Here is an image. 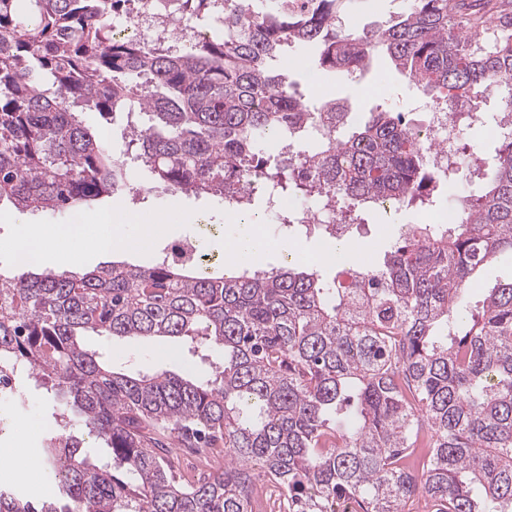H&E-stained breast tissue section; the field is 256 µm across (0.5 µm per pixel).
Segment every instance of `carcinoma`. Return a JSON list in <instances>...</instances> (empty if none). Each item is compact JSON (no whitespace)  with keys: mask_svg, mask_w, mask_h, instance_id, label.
Segmentation results:
<instances>
[{"mask_svg":"<svg viewBox=\"0 0 512 512\" xmlns=\"http://www.w3.org/2000/svg\"><path fill=\"white\" fill-rule=\"evenodd\" d=\"M140 5L0 0V200L61 214L122 190L126 160L76 109L137 105L148 123L129 143L170 191L228 204L244 186L332 192L352 223L373 204L428 205L458 172L430 170L401 112L342 134L344 105L280 73L288 48L351 79L383 52L438 103L512 86V0H405L395 23L362 30L343 26L344 0H152L178 23L219 15L222 36L179 50L116 30ZM285 131L312 137L322 183L266 153ZM499 139L483 194L456 199L450 224L412 225L362 272L385 282L368 301L295 261L253 275L167 260L0 273V361L30 366L104 450L90 462L75 444L42 449L55 493L0 489V512H254L257 467L288 512H512V281L469 307L476 271L512 253V129ZM89 332L205 340L224 363L206 381L133 377L85 349ZM174 441L228 461L188 485Z\"/></svg>","mask_w":512,"mask_h":512,"instance_id":"cac0c4a2","label":"carcinoma"}]
</instances>
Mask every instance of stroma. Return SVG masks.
<instances>
[{
  "label": "stroma",
  "mask_w": 512,
  "mask_h": 512,
  "mask_svg": "<svg viewBox=\"0 0 512 512\" xmlns=\"http://www.w3.org/2000/svg\"><path fill=\"white\" fill-rule=\"evenodd\" d=\"M402 7L403 0H357L344 15L343 22L347 27L359 30L387 25L396 20ZM326 80L333 98L344 104L356 120L368 118L378 104L375 98L356 94L355 87L359 84L383 88L386 108L404 113L412 124L420 125L427 119L426 113L416 108L417 102L424 97L423 92L409 83L385 55H376L356 82L331 73L327 74ZM102 209L111 210L115 223L121 224L124 242L112 255L89 252L75 263L68 258L69 243L55 236L61 225L70 223V213L50 216L37 211H22L9 200H0V271L14 272L16 243L27 228L36 227L53 241L41 265L59 273L90 271L111 259L150 266L165 257L171 241L196 238L201 249L211 254L212 270L219 274L223 271L224 240L235 236L238 230L237 225L230 223L222 199L210 195L167 193L147 169L135 162L129 165L125 190L81 205L78 212L87 217ZM147 216L165 222L160 234L148 244L141 240V220ZM428 218L425 209L416 207H404L390 214L364 213L362 223L349 229L356 257L370 267L381 265L406 225L424 224ZM83 343L87 348L103 353L114 370L130 375L168 371L203 381L224 359L220 348L192 354L181 340L168 337L130 341L90 333L84 336ZM56 411L52 396L43 391L23 405L0 404V416L11 422L9 434L0 437V460L8 462L16 489H24L29 483L50 487L53 477L48 464L41 463L37 472L23 475L17 463L23 459L39 460L41 435L54 427Z\"/></svg>",
  "instance_id": "1"
}]
</instances>
